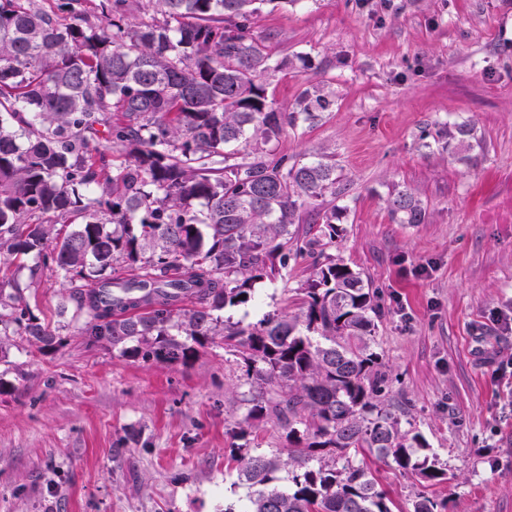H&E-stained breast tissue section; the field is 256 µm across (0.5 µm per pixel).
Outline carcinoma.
<instances>
[{
    "mask_svg": "<svg viewBox=\"0 0 512 512\" xmlns=\"http://www.w3.org/2000/svg\"><path fill=\"white\" fill-rule=\"evenodd\" d=\"M256 0H154L162 19L133 23L141 0H0V255L36 253L70 286L93 342L136 343L173 363L181 340L218 332L214 312L244 305L301 253L317 255L299 312L224 324L270 396L251 409L287 430L292 488L271 486L277 459L248 458L246 512H393L365 450L439 482L446 472L420 433L379 400L388 373L371 349L378 306L360 272L327 253L348 187L335 153L288 157L272 146L312 125L333 101L305 90L289 109L269 99L273 58L255 29ZM462 122L434 141L473 148ZM244 146L239 150L238 146ZM117 152L115 159L106 152ZM399 224L426 209L391 194ZM316 212L318 236L300 231ZM44 348L55 331L21 289L0 293V337ZM332 464L311 462L322 453Z\"/></svg>",
    "mask_w": 512,
    "mask_h": 512,
    "instance_id": "carcinoma-1",
    "label": "carcinoma"
}]
</instances>
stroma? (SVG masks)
<instances>
[{
  "instance_id": "35a3bbf8",
  "label": "stroma",
  "mask_w": 512,
  "mask_h": 512,
  "mask_svg": "<svg viewBox=\"0 0 512 512\" xmlns=\"http://www.w3.org/2000/svg\"><path fill=\"white\" fill-rule=\"evenodd\" d=\"M256 28L283 70L267 85L289 106L321 88L333 104L287 130L277 154L335 153L349 192L332 255L367 279L381 311L372 347L391 378L382 400L448 473L429 483L365 461L398 512L418 495L437 512H512V0H298L264 5ZM467 122L478 144H426ZM415 190L421 224L396 223L391 193ZM314 257L257 284L259 304L220 311L256 323L298 312ZM35 255L0 265L57 334L43 348L0 341V512H245L244 458L278 459L274 418H249L257 388L212 336L175 363L89 343L66 283Z\"/></svg>"
}]
</instances>
